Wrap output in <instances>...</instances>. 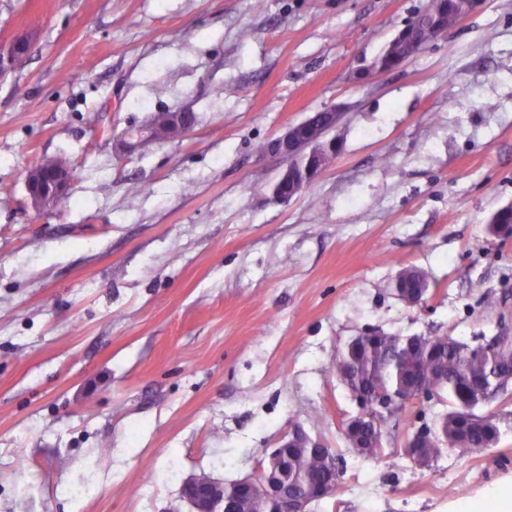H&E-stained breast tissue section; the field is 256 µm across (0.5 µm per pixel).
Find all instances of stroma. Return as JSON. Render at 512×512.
I'll return each mask as SVG.
<instances>
[{
	"label": "stroma",
	"mask_w": 512,
	"mask_h": 512,
	"mask_svg": "<svg viewBox=\"0 0 512 512\" xmlns=\"http://www.w3.org/2000/svg\"><path fill=\"white\" fill-rule=\"evenodd\" d=\"M426 2L0 0V41L35 31L0 79V512H189L185 479L257 476L296 426L345 465L309 512H448L449 485L512 479V391L477 409L495 446L425 468L406 448L445 402L383 424L378 457L344 438L352 337L512 327V239L487 231L512 204V0L350 79ZM334 105L340 153L276 202L255 144ZM182 111L187 138L121 147ZM60 153L68 202L36 212L25 172Z\"/></svg>",
	"instance_id": "35a3bbf8"
}]
</instances>
